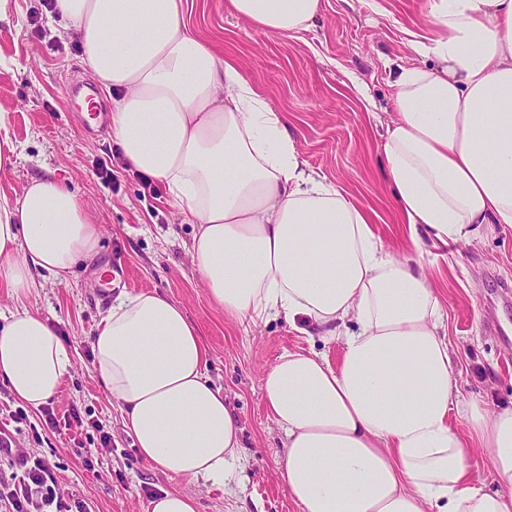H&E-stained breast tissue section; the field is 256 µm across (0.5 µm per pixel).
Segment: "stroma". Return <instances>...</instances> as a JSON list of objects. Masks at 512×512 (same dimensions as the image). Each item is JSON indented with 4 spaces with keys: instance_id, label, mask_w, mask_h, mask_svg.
<instances>
[{
    "instance_id": "35a3bbf8",
    "label": "stroma",
    "mask_w": 512,
    "mask_h": 512,
    "mask_svg": "<svg viewBox=\"0 0 512 512\" xmlns=\"http://www.w3.org/2000/svg\"><path fill=\"white\" fill-rule=\"evenodd\" d=\"M308 30L265 33L224 9V0H188L196 34L235 62L254 88L283 112L308 167L372 212L385 245L402 238L383 175V123L395 110L398 66L415 59L411 43L429 38L427 0H321ZM42 0H9L0 21V113H6L18 153L0 172V195L20 197L35 176L73 190L102 229L99 255L79 264L65 284L45 283L30 300L68 348L73 370L48 411L18 402L0 380V434L20 453L53 467L64 498L90 512H148L159 489L194 497L198 512H299L279 469L282 435L261 389L264 372L287 350L311 347L338 360V342L310 339L281 318L246 326L214 307L192 263L195 227L175 209L165 187L145 190L133 170L120 187L94 172L117 151L105 124L86 130L65 94L67 84L91 82L82 51L62 20H49ZM426 272L440 294L445 331L457 365L461 399L512 404V228L502 226L472 245L448 247L423 239ZM157 292L178 302L198 328L206 371L238 417L244 448L241 482L223 491L168 478L138 455L116 405L91 370L90 335L120 293ZM78 410L83 424L54 430L46 412ZM25 415L16 423V415ZM109 445H102L101 435Z\"/></svg>"
}]
</instances>
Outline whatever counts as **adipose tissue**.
Wrapping results in <instances>:
<instances>
[{
  "label": "adipose tissue",
  "mask_w": 512,
  "mask_h": 512,
  "mask_svg": "<svg viewBox=\"0 0 512 512\" xmlns=\"http://www.w3.org/2000/svg\"><path fill=\"white\" fill-rule=\"evenodd\" d=\"M83 58L112 95V140L162 183L197 230L191 257L211 303L241 322L283 316L341 344L284 352L262 377L285 449L280 478L299 512H512V406L461 401L421 258L396 255L371 216L308 168L284 122L238 67L186 21V0H57ZM254 28L295 35L321 0H226ZM422 62L399 67L385 178L412 245H469L512 227V0H428ZM439 68L427 66V58ZM102 230L61 181L0 198V379L32 408L71 374L68 349L29 306L47 272L68 282ZM91 369L143 460L223 490L241 430L204 374L197 327L176 301L120 294L90 341ZM482 458L493 489L471 465Z\"/></svg>",
  "instance_id": "1"
}]
</instances>
